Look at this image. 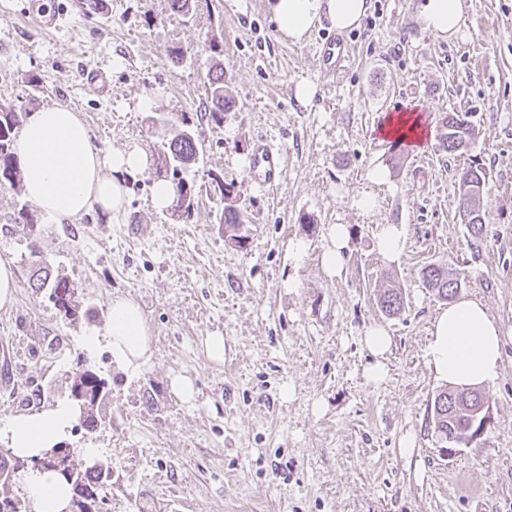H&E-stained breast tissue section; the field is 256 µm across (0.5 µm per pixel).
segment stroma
<instances>
[{
  "label": "stroma",
  "mask_w": 512,
  "mask_h": 512,
  "mask_svg": "<svg viewBox=\"0 0 512 512\" xmlns=\"http://www.w3.org/2000/svg\"><path fill=\"white\" fill-rule=\"evenodd\" d=\"M420 2L372 0L360 27L342 33L349 63L328 75L319 47L336 28L325 22L289 43L265 0H192L188 16L167 0H106L92 19L76 0H52L60 22L51 30L31 0H0V104L28 112L69 104L95 146L136 145L153 158L165 140L153 118L186 116L205 149L183 173L196 186L190 214L153 207L151 167L127 176L118 219L94 211L64 224L42 219L41 250L77 286L74 319L30 288L26 242L13 224L28 201L0 188V260L18 280L14 303L0 309V429L69 400L89 369L107 384L103 421L92 433L73 422L66 442L73 465L94 448L111 466L101 489L108 512H512V0H466L461 32L449 40L419 27ZM174 46L183 52L177 65L166 58ZM217 57L235 99L219 125L204 119ZM92 69L107 74L109 92L86 85ZM302 80L318 88L311 101L295 96ZM405 106L424 111L427 136L396 166L378 128ZM447 112L468 113L476 136L466 149L440 150ZM260 143L284 160L278 185L265 191L248 176ZM475 158L489 176L477 254L459 216V174ZM375 170L383 182L371 180ZM215 176L234 187L242 243L224 235ZM365 196L372 210L360 207ZM333 224L346 226L348 243L332 275L322 251ZM380 224L404 226L399 256L379 253ZM448 263L504 340L501 375L482 388L491 423L450 458L430 418L444 383L426 356L446 304L420 275ZM386 288L403 295L399 315L380 309ZM118 296L140 306L152 331L151 361L134 374L106 347H86L104 336ZM372 326L392 339L377 385L365 376L362 341ZM210 336L223 337V359L209 356ZM177 378L192 384V397L173 390Z\"/></svg>",
  "instance_id": "35a3bbf8"
}]
</instances>
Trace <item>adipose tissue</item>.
<instances>
[{"instance_id":"ef3b65f1","label":"adipose tissue","mask_w":512,"mask_h":512,"mask_svg":"<svg viewBox=\"0 0 512 512\" xmlns=\"http://www.w3.org/2000/svg\"><path fill=\"white\" fill-rule=\"evenodd\" d=\"M370 7V0H266L279 33L295 44L324 21L341 31L359 27ZM464 12V0H424L417 19L422 30L450 39L459 34ZM15 155L27 199L59 223L93 210L112 219L121 215L126 175L146 170L150 162L136 146L103 155L79 113L62 104L29 113ZM106 339L113 361L124 370L138 371L152 358L149 327L132 299H113ZM501 348V329L484 304L462 297L437 316L428 363L449 385L477 387L498 380ZM76 414L74 405L60 402L14 418L4 431L11 453L43 456L62 442ZM24 483L34 512H66L70 495L58 472L38 470L27 474Z\"/></svg>"}]
</instances>
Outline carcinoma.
<instances>
[{
	"label": "carcinoma",
	"instance_id": "1",
	"mask_svg": "<svg viewBox=\"0 0 512 512\" xmlns=\"http://www.w3.org/2000/svg\"><path fill=\"white\" fill-rule=\"evenodd\" d=\"M105 0H76L79 11L86 17H95L103 12ZM207 94L210 103L208 114L212 122H224V113L233 106V100L224 86V67L216 61L208 73ZM26 113L12 105H0V187L20 188L23 177L13 152L16 130L22 125ZM475 137V128L463 112H448L442 116L439 129V147L445 152H455L467 147ZM160 167L172 174L175 186L176 207L186 213L194 204V185L179 177L185 168L204 160L203 140L198 126L184 117L180 124L170 128L165 150L159 155ZM221 196L226 200L220 214V223L224 224V233L235 243H242L243 237L237 234L245 223L243 212L230 203L233 185L225 184L214 178ZM488 183V173L484 165L473 161L460 176V194L462 212L469 216L468 237L473 252H480L486 238L487 225L482 200ZM16 228L27 241L28 262L35 271L29 279L30 287L48 291L49 300L66 317L76 315L71 288L74 283L61 274H53L51 264L39 249L40 223L37 211L26 206L15 218ZM423 286L428 288L439 300L449 301L455 298L465 286L455 268L430 264L421 270ZM381 310L388 315H396L403 309V298L395 290L380 295ZM103 380L91 370L76 377L71 394L96 398ZM479 392L451 386L435 395L431 413V422L439 437L450 436L471 443V436L483 424L485 412L479 411ZM30 463L8 454H0V512H27L25 502L7 495L11 478ZM71 486L73 498L71 506L74 512H106L104 499L98 490L112 481V470L102 472L87 468H73L70 472H61Z\"/></svg>",
	"mask_w": 512,
	"mask_h": 512
}]
</instances>
